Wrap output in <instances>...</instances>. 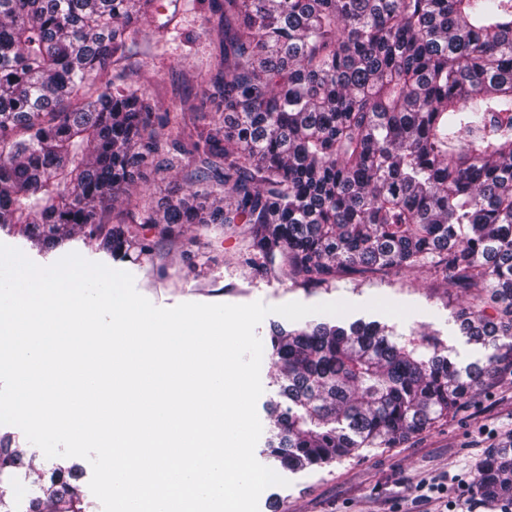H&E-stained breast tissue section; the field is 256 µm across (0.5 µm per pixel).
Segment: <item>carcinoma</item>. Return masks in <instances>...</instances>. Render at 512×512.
<instances>
[{
    "mask_svg": "<svg viewBox=\"0 0 512 512\" xmlns=\"http://www.w3.org/2000/svg\"><path fill=\"white\" fill-rule=\"evenodd\" d=\"M220 53L197 75L223 120L156 112L104 81L156 0H0V226L52 251L74 233L122 259L147 225L247 226L265 274L323 285L429 266L488 354L464 366L425 334L331 318L270 326L282 400L269 455L294 470L387 448L489 397L512 368V0H208ZM188 193L135 190L143 153ZM132 223L104 222L115 203ZM489 295L496 315L480 300ZM24 452L0 440V512ZM57 468L25 512H81ZM481 503L512 512V441L488 450Z\"/></svg>",
    "mask_w": 512,
    "mask_h": 512,
    "instance_id": "obj_1",
    "label": "carcinoma"
}]
</instances>
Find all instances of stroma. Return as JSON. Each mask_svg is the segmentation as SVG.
Instances as JSON below:
<instances>
[{
  "label": "stroma",
  "mask_w": 512,
  "mask_h": 512,
  "mask_svg": "<svg viewBox=\"0 0 512 512\" xmlns=\"http://www.w3.org/2000/svg\"><path fill=\"white\" fill-rule=\"evenodd\" d=\"M159 2L160 10L149 12L140 26L142 40L114 71L126 83L145 87L156 111L172 112L186 101L199 103L203 112L197 124H214L222 115L203 105L196 75L208 70L219 52L209 31L224 18L200 0ZM144 236L152 250L134 262L112 258L79 234L45 252L16 231L0 229V243L21 250L41 266L75 252L88 261L128 271L136 290L160 308L186 302L260 301L275 306L292 301L307 305L345 301L352 306L346 320H379L396 325L406 335L413 331L435 335L449 355L464 364L485 354L468 342L455 322V312L466 305L464 292L435 281L429 270L304 285L262 273L250 263L239 224L225 227L220 235L205 236L196 225L186 224L169 237L154 229ZM510 432L512 375L505 373L492 398L469 399L456 415L396 447L364 448L357 455L298 472L280 469L288 484L267 488L260 496L259 512H430V504L421 498L422 484H437L443 499L451 503L472 496L478 461ZM6 437L19 444L32 464L28 478L13 488V498H21L33 481L49 478L54 468L74 463L68 457L46 458L18 427L0 425V439Z\"/></svg>",
  "instance_id": "obj_1"
}]
</instances>
